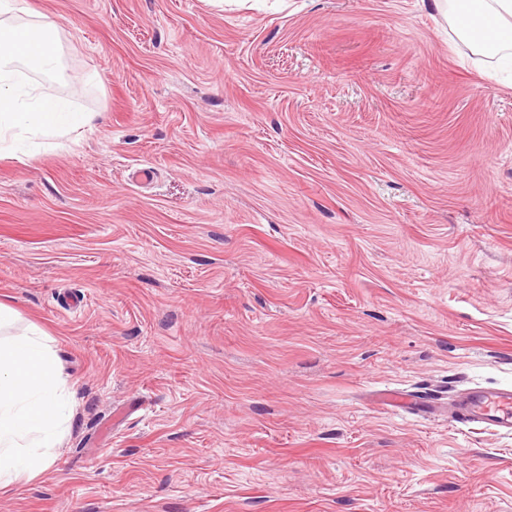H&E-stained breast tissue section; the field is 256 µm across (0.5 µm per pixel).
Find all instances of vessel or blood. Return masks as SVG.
I'll return each mask as SVG.
<instances>
[{
	"instance_id": "b4317fda",
	"label": "vessel or blood",
	"mask_w": 512,
	"mask_h": 512,
	"mask_svg": "<svg viewBox=\"0 0 512 512\" xmlns=\"http://www.w3.org/2000/svg\"><path fill=\"white\" fill-rule=\"evenodd\" d=\"M376 402L391 410L423 411L434 406L437 397L426 393L410 396L397 389H385L375 396ZM445 417L464 426H477L497 432L512 431V388L467 389L444 410Z\"/></svg>"
}]
</instances>
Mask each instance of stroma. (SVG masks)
<instances>
[{"instance_id":"35a3bbf8","label":"stroma","mask_w":512,"mask_h":512,"mask_svg":"<svg viewBox=\"0 0 512 512\" xmlns=\"http://www.w3.org/2000/svg\"><path fill=\"white\" fill-rule=\"evenodd\" d=\"M91 125L0 155V301L70 384L0 512H512V83L428 0H24ZM444 416L464 426L511 432L512 388L467 389L453 404H448ZM420 397L408 396L398 389H385L375 395L376 402L391 410H416L426 411L440 400L435 394L422 392Z\"/></svg>"}]
</instances>
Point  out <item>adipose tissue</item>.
Wrapping results in <instances>:
<instances>
[{"label": "adipose tissue", "instance_id": "ef3b65f1", "mask_svg": "<svg viewBox=\"0 0 512 512\" xmlns=\"http://www.w3.org/2000/svg\"><path fill=\"white\" fill-rule=\"evenodd\" d=\"M477 26L457 25L476 54L512 67V0H470ZM20 0H0V153L35 138L62 137L89 125L66 99L41 91L37 76L63 73L62 30L38 13L23 20ZM72 419L67 382L39 329L0 339V490L48 469Z\"/></svg>", "mask_w": 512, "mask_h": 512}]
</instances>
